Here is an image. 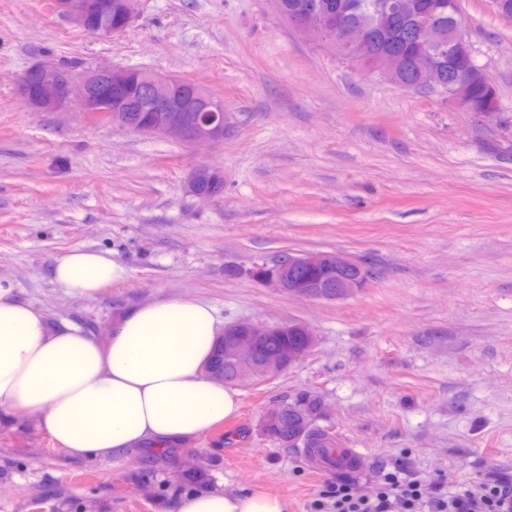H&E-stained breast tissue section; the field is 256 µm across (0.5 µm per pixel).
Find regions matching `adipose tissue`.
<instances>
[{
  "mask_svg": "<svg viewBox=\"0 0 512 512\" xmlns=\"http://www.w3.org/2000/svg\"><path fill=\"white\" fill-rule=\"evenodd\" d=\"M55 284L76 297L121 282L105 251L55 258ZM0 277V413L34 417L75 458L121 460L138 447L194 439L237 410L234 392L206 376L223 322L211 305L168 297L122 313L107 341L71 322L51 323ZM173 512H285L277 497L210 490Z\"/></svg>",
  "mask_w": 512,
  "mask_h": 512,
  "instance_id": "ef3b65f1",
  "label": "adipose tissue"
}]
</instances>
